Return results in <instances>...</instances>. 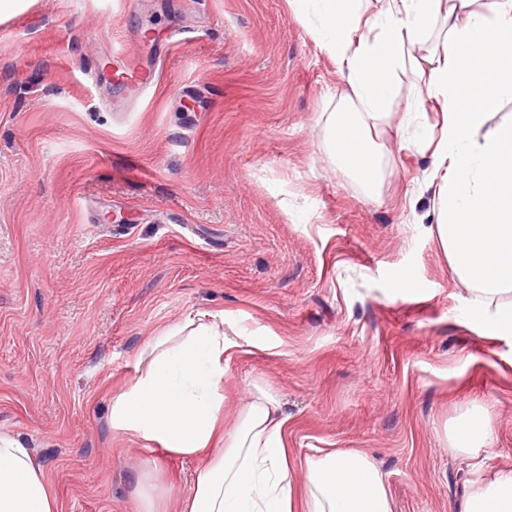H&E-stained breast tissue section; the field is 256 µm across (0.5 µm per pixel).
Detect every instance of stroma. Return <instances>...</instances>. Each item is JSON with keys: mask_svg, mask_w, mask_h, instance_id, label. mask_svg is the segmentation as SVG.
<instances>
[{"mask_svg": "<svg viewBox=\"0 0 512 512\" xmlns=\"http://www.w3.org/2000/svg\"><path fill=\"white\" fill-rule=\"evenodd\" d=\"M159 81L116 111L97 60ZM343 82L289 0H0V433L30 448L58 512H176L203 456L114 428L153 336L220 313L222 422L254 386L307 458L370 455L393 512H460L512 469V341L484 335L430 228L431 151L405 138L401 78L375 196L328 145ZM491 447L450 425L473 406ZM449 440L461 453H468L474 448L488 447L491 443V431L484 410H473L459 419L449 431Z\"/></svg>", "mask_w": 512, "mask_h": 512, "instance_id": "stroma-1", "label": "stroma"}]
</instances>
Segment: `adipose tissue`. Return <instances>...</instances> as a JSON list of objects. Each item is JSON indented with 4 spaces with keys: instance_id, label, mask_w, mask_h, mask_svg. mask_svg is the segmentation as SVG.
Segmentation results:
<instances>
[{
    "instance_id": "ef3b65f1",
    "label": "adipose tissue",
    "mask_w": 512,
    "mask_h": 512,
    "mask_svg": "<svg viewBox=\"0 0 512 512\" xmlns=\"http://www.w3.org/2000/svg\"><path fill=\"white\" fill-rule=\"evenodd\" d=\"M315 30L317 46L335 58L344 85L337 92L352 118H336L331 150L367 191L381 172L373 134L387 117L401 75L420 84L414 113L434 101L440 131L420 124L433 149L439 200L433 231L453 273L468 287L469 320L493 337L512 339V120L488 127L512 99V0H292ZM427 56L414 51L427 37ZM230 343L220 314L191 315L152 337L129 391L112 403L114 427L184 455L205 453L194 491L181 512H296L277 401L255 388L221 442L213 437L224 407V354ZM459 452L489 446L484 410L449 431ZM304 512H392L387 485L365 454L333 451L307 461ZM0 512H57L29 448L0 435ZM461 512H512V471L468 486Z\"/></svg>"
}]
</instances>
